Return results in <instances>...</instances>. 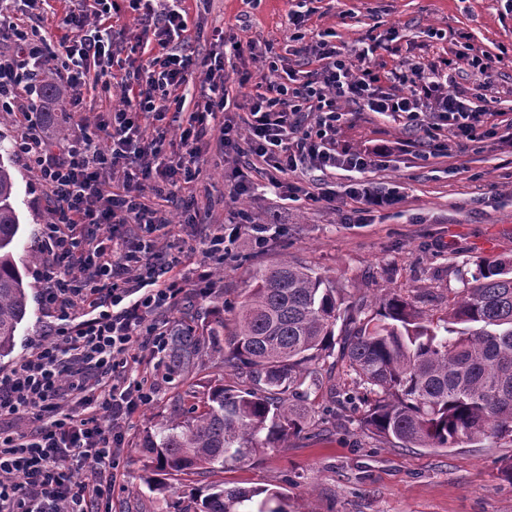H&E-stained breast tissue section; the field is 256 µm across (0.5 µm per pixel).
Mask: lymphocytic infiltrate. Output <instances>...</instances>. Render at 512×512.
<instances>
[{"mask_svg": "<svg viewBox=\"0 0 512 512\" xmlns=\"http://www.w3.org/2000/svg\"><path fill=\"white\" fill-rule=\"evenodd\" d=\"M185 3L69 0L56 41L0 12V42L20 48L16 56L0 58V106L26 119L16 148L34 164L52 202L41 230L38 279L42 303L56 314L52 341L0 371V419L33 417L27 430L0 428V512H112L117 476L110 462L124 444L122 428L155 393L147 376L133 373L128 363L145 349L165 351L168 331L159 314L174 309L187 285L213 288V266L234 241L220 230L210 234L204 260L188 276L178 257L155 250L151 240L154 233H169L171 220L147 204V194L171 197L197 180L208 135H216L221 149L243 148L245 156L280 174L343 167L362 175L376 159L337 150L343 117L338 101L412 120L434 114L468 139L483 123L482 112L454 90L451 59L381 72L369 65L377 38H365L351 56L322 38L295 49L314 69L289 68L283 57L268 61L257 80L249 68L258 59L253 45L234 40L227 53L190 51ZM124 7L141 28L129 57L115 43L110 24ZM229 54L245 63L239 83L256 84L255 93L240 102L231 101L225 89ZM48 66L75 106L82 102L88 67L104 75L119 71L122 100L101 125L107 147L83 137L57 152L43 140L33 120L43 110L35 78ZM197 73L205 86L190 104L182 88ZM233 109L241 117L230 124L225 114ZM172 110L182 116L178 157L167 154L168 131L160 126ZM151 124L157 131L149 138L144 128ZM106 169L123 173L121 185L102 180ZM78 308L87 311L79 322L72 318ZM105 412L111 424L103 423ZM79 457L96 463L81 480L73 471Z\"/></svg>", "mask_w": 512, "mask_h": 512, "instance_id": "obj_1", "label": "lymphocytic infiltrate"}]
</instances>
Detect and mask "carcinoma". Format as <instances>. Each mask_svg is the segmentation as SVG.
Wrapping results in <instances>:
<instances>
[{
  "label": "carcinoma",
  "mask_w": 512,
  "mask_h": 512,
  "mask_svg": "<svg viewBox=\"0 0 512 512\" xmlns=\"http://www.w3.org/2000/svg\"><path fill=\"white\" fill-rule=\"evenodd\" d=\"M39 84L47 102H65L67 90L51 68ZM7 153L0 143V359L16 346L29 299L9 250L19 219ZM253 281L231 324L219 318L170 327L168 375L185 379L209 358L241 381L187 392L183 413L146 433L141 448L153 474L232 469L302 432L306 411L299 401L319 386L314 365L333 355L343 314L348 328L340 357L370 395L365 424L375 435L402 448H452L487 438L512 443V260L477 261L443 318L398 294L358 317L341 310L343 299L325 278L288 260L257 270ZM199 512H288V496L214 487Z\"/></svg>",
  "instance_id": "cac0c4a2"
}]
</instances>
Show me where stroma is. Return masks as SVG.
Masks as SVG:
<instances>
[{"instance_id":"35a3bbf8","label":"stroma","mask_w":512,"mask_h":512,"mask_svg":"<svg viewBox=\"0 0 512 512\" xmlns=\"http://www.w3.org/2000/svg\"><path fill=\"white\" fill-rule=\"evenodd\" d=\"M299 0H187L191 26L204 37L194 48L206 52L214 31L253 42L258 49L283 52L289 37L300 33L312 43L331 31L345 52L357 49L369 30L383 35L372 58L377 68L440 56L456 61V80L474 106L488 117L476 140L458 137L449 127L434 130V148L423 154V131L356 105L342 103L344 118L337 148L391 146V153L368 172L383 191H396V204L359 213L347 196L350 178L344 170L320 176L329 198L320 203L304 195L310 183L299 180L293 199H283L269 182L271 173L247 168L246 158L210 147L202 156L199 178L182 189L166 207L177 229L168 243L189 261L202 259L201 239L219 228L231 212L252 215L267 228V243L257 247L249 226H242L224 257L215 287L202 294L187 288L165 321L203 324L215 315L232 319L231 303L253 286L254 273L291 260L327 276L347 305L372 314L382 298L398 293L431 314H440L449 296L462 291L481 258L512 259V13L502 0H314V15L294 30L288 15ZM65 0H39L25 7L9 0L8 12L46 36H58L57 16ZM398 29L387 41L389 29ZM470 33L472 52L487 59V74L459 56L453 34ZM118 88L85 92L78 114H61V136L50 146L71 142L80 133L97 134L108 116ZM13 171L12 204L19 231L12 251L29 284V313L18 328L13 353L0 359V371L11 369L35 344L46 342L52 314L39 302L37 264L28 262L39 230L49 215L38 172L18 153L5 160ZM244 170L250 193L234 191L236 170ZM141 370L155 375L157 390L123 428L124 446L114 464L118 487L112 512H197L191 488L227 484L284 488L299 512H512V481L500 471L512 456V444L485 439L455 448H399L375 436L364 425V405L336 406L327 413L328 385L354 392L358 386L344 362L322 361L318 371L324 387L305 402L308 424L282 447L267 450L247 465L192 476L190 490L174 494L150 491L142 478L150 472L141 448L147 430L170 417L187 391L203 390L216 379L237 381L235 372L206 361L187 380L170 379L161 357L143 352Z\"/></svg>"}]
</instances>
